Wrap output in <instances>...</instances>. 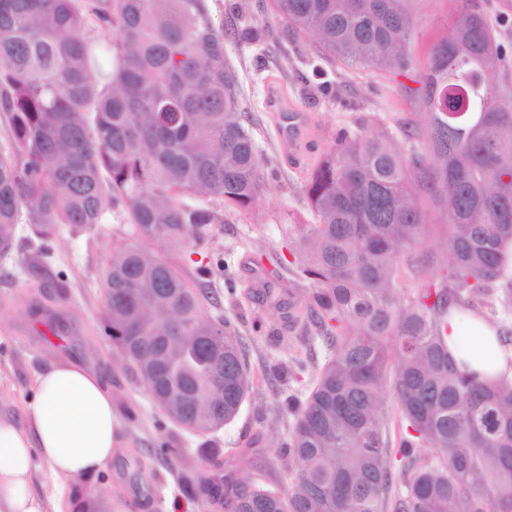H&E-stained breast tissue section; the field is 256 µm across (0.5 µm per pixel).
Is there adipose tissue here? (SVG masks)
<instances>
[{
    "mask_svg": "<svg viewBox=\"0 0 512 512\" xmlns=\"http://www.w3.org/2000/svg\"><path fill=\"white\" fill-rule=\"evenodd\" d=\"M446 336L460 370L512 383V345L501 343L477 312L451 307ZM36 386L25 425L0 420V512H46L31 487L35 459L62 486L96 475L119 448L112 395L93 372L55 362L37 376Z\"/></svg>",
    "mask_w": 512,
    "mask_h": 512,
    "instance_id": "ef3b65f1",
    "label": "adipose tissue"
}]
</instances>
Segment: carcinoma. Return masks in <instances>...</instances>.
Listing matches in <instances>:
<instances>
[{"label":"carcinoma","mask_w":512,"mask_h":512,"mask_svg":"<svg viewBox=\"0 0 512 512\" xmlns=\"http://www.w3.org/2000/svg\"><path fill=\"white\" fill-rule=\"evenodd\" d=\"M409 2L271 8L337 61L392 74L413 67ZM92 14L107 36L84 35L77 0H0V258L21 224L45 242L122 212L138 243L108 263L106 333L172 422L213 431L252 387L242 340L149 244L182 247L224 223L220 209L248 207L264 160L205 0H95ZM500 70L512 52L463 0L420 75L426 153L342 129L312 168L297 277L315 290L299 311L274 306L311 322L327 356L305 399L288 397L287 490L229 476L224 512H512V385L459 371L445 336L453 302L512 343V91L494 84ZM424 193L446 200L445 223L426 222ZM433 234L438 252L425 248ZM407 271L420 286L403 293ZM216 487L201 475L191 492L211 500Z\"/></svg>","instance_id":"obj_1"}]
</instances>
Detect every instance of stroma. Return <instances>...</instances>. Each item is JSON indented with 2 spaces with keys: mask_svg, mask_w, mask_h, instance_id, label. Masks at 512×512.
Segmentation results:
<instances>
[{
  "mask_svg": "<svg viewBox=\"0 0 512 512\" xmlns=\"http://www.w3.org/2000/svg\"><path fill=\"white\" fill-rule=\"evenodd\" d=\"M242 2L245 14L231 21L228 0H206L213 21L224 28V51L239 76L243 107L265 159L266 188L249 207L225 211L223 223L203 226L183 249L162 243L154 249L202 289L205 312L228 321L243 338L252 388L237 418L213 433L201 435L173 423L133 373L115 362L104 330L102 281L113 247L134 243L131 225L109 213L94 231L63 229L48 242L34 278L21 264L39 242L21 231L10 254L0 258V418L22 422L38 374L64 358L96 369L121 421L120 448L96 476L68 481L59 492L46 464L36 461L33 489L46 498L47 512H72L77 489L106 502L110 512H219L192 496L188 482L215 472L207 449L235 448L254 437L260 440L268 483L287 487L288 397L306 396L326 349L309 340L303 323L286 324L266 293L294 280L301 265L300 239L287 227L310 217L306 174L343 128L385 130L398 136L404 154L424 151L422 138H400L399 127L427 124L419 77L431 47L451 35L460 0H410L409 49L416 65L401 75L326 60L317 37L294 31L272 11L257 13L255 0ZM248 26L266 31V38L242 40L240 32ZM272 79L310 114L317 133L299 166L284 158L265 107ZM224 257L230 260L226 272L216 267ZM296 351L308 364L305 372L288 369Z\"/></svg>",
  "mask_w": 512,
  "mask_h": 512,
  "instance_id": "stroma-1",
  "label": "stroma"
}]
</instances>
